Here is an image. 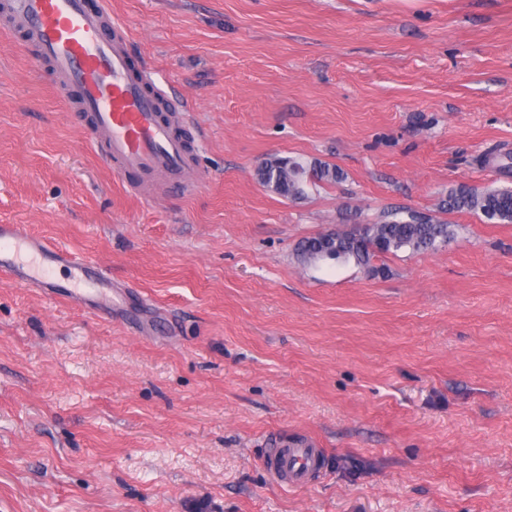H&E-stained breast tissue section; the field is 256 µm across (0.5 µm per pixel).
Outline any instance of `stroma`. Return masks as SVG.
I'll use <instances>...</instances> for the list:
<instances>
[{
	"mask_svg": "<svg viewBox=\"0 0 512 512\" xmlns=\"http://www.w3.org/2000/svg\"><path fill=\"white\" fill-rule=\"evenodd\" d=\"M206 132L193 191L129 193L0 29V224L97 263L98 311L0 276V512H512V0H106ZM267 156L339 167L283 198ZM397 210L434 251L301 264ZM306 440L325 471L262 464ZM443 208L481 214L490 223L509 224L512 223V189L478 190L461 184L448 191Z\"/></svg>",
	"mask_w": 512,
	"mask_h": 512,
	"instance_id": "1",
	"label": "stroma"
}]
</instances>
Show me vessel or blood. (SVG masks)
Masks as SVG:
<instances>
[{
	"label": "vessel or blood",
	"mask_w": 512,
	"mask_h": 512,
	"mask_svg": "<svg viewBox=\"0 0 512 512\" xmlns=\"http://www.w3.org/2000/svg\"><path fill=\"white\" fill-rule=\"evenodd\" d=\"M0 20L24 33L37 55L50 63L70 107L81 113L90 140L118 173L134 177L145 192L154 178H179L196 167L194 145L183 128L192 106L150 70H134L126 27L114 21L104 0H0ZM68 267V285L56 281ZM0 274L28 288L83 300L91 288H108L105 273L90 262L55 249L22 224H0ZM265 464L291 486L307 484L320 465L306 442L271 449Z\"/></svg>",
	"instance_id": "obj_1"
}]
</instances>
